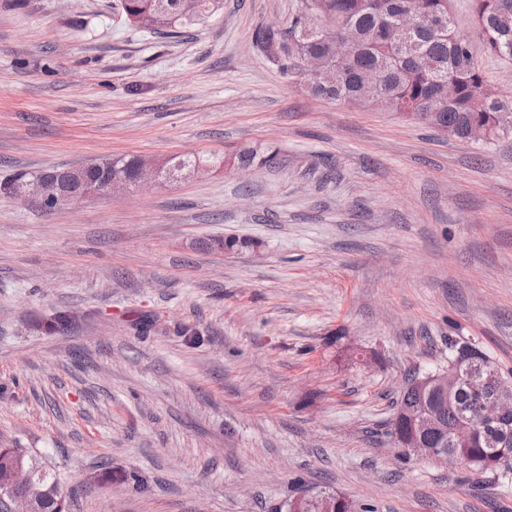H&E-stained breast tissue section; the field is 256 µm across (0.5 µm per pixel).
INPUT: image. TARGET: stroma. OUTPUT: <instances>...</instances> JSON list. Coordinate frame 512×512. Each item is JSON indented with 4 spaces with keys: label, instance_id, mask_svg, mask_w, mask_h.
Returning <instances> with one entry per match:
<instances>
[{
    "label": "stroma",
    "instance_id": "1",
    "mask_svg": "<svg viewBox=\"0 0 512 512\" xmlns=\"http://www.w3.org/2000/svg\"><path fill=\"white\" fill-rule=\"evenodd\" d=\"M300 2L224 0L162 37L118 0H0V182L223 160L59 210L0 195V446L37 455L72 512H275L305 491L512 512V480L479 491L390 443L407 374L447 369L449 338L512 370V135L312 96L254 40ZM59 312L67 329H33ZM212 163L213 162L209 159H204L192 154L172 155L166 159L165 169L161 176L167 179L175 176L183 178L189 173H195L200 169L212 166Z\"/></svg>",
    "mask_w": 512,
    "mask_h": 512
}]
</instances>
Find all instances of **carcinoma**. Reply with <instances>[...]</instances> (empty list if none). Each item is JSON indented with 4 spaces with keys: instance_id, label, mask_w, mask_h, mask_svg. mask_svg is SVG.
<instances>
[{
    "instance_id": "cac0c4a2",
    "label": "carcinoma",
    "mask_w": 512,
    "mask_h": 512,
    "mask_svg": "<svg viewBox=\"0 0 512 512\" xmlns=\"http://www.w3.org/2000/svg\"><path fill=\"white\" fill-rule=\"evenodd\" d=\"M196 9L184 11L180 0H119L126 16L146 14L151 29L179 35L224 8V0H196ZM473 14L481 28L483 50L501 59H512V0H472ZM301 13L317 15L319 31L305 38L296 36L300 13L288 22V27L276 32L263 27L256 31L255 41L261 48L279 40L288 43V55L277 62L285 74H298L300 58L332 51V37L349 26L356 44L343 65L340 78L334 82L309 80V91L316 97L336 102L353 103L358 91V76L365 70L377 72L380 90L388 96L396 110L402 112L411 104L432 113V125H446L454 137L466 140L470 129L479 124L489 130V139L512 134V98H502L489 89L476 64L472 44L460 39L448 10V0H302ZM421 7L441 17L438 28H419L413 31L408 44L400 46L392 34L398 19ZM457 84V96L443 101L438 96L440 81ZM137 157L111 158L106 173L133 178ZM212 161L196 155L176 154L168 157L162 176L183 178ZM479 393L466 385L458 386L455 395L446 399L438 394L419 390L407 382L397 401V413L392 425L402 431V440L411 438L409 430L412 409L424 403L439 407L443 413L442 427L423 435L436 452H448L462 458L468 466L474 487L483 490L488 485L507 478L512 470L502 467L494 457L495 449L486 443L492 430L480 421ZM23 462L44 490L42 512H70L69 493L65 492L55 475L44 469L36 459L22 453Z\"/></svg>"
}]
</instances>
